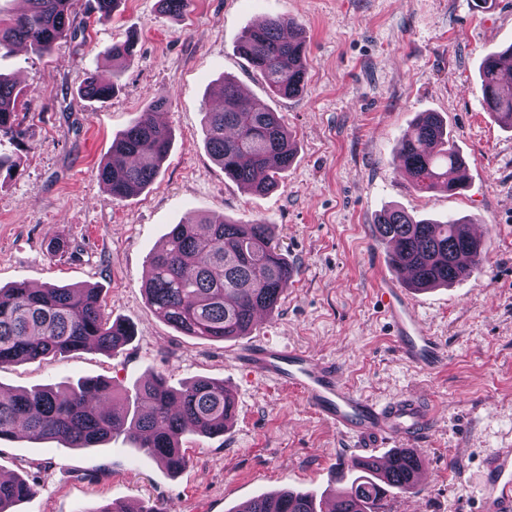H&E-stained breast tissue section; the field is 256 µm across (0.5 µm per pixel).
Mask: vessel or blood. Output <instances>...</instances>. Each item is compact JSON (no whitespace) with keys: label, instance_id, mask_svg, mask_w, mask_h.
Returning <instances> with one entry per match:
<instances>
[{"label":"vessel or blood","instance_id":"b4317fda","mask_svg":"<svg viewBox=\"0 0 512 512\" xmlns=\"http://www.w3.org/2000/svg\"><path fill=\"white\" fill-rule=\"evenodd\" d=\"M378 297L390 336L403 362L422 372L437 370L446 351L422 323L394 282L378 275ZM233 360L247 373L298 391L316 417L358 444L390 439L412 445L433 426L430 395L414 392L383 403L350 388L335 362L305 348L266 340L241 344ZM478 512H512V444L483 462Z\"/></svg>","mask_w":512,"mask_h":512}]
</instances>
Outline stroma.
I'll use <instances>...</instances> for the list:
<instances>
[{"label": "stroma", "mask_w": 512, "mask_h": 512, "mask_svg": "<svg viewBox=\"0 0 512 512\" xmlns=\"http://www.w3.org/2000/svg\"><path fill=\"white\" fill-rule=\"evenodd\" d=\"M188 0L180 17L158 0H120L98 21L94 0H73L75 36L36 55L19 48L0 73L24 87L15 132L0 133V287L25 282L100 288L110 319L135 336L112 355L79 351L0 365V391L111 379L134 391L150 374L172 386L208 377L235 397L224 435L183 440L189 458L169 473L118 437L69 448L21 436L0 443V472H39V494L16 512H97L115 503H166L171 512H234L262 493L290 488L331 493L353 440L325 426L288 387L231 361L237 341L176 331L149 306V257L172 225L192 214L272 225L300 273L252 337L308 348L336 361L364 396L389 400L432 392L435 430L415 449L427 484L391 497V512H475L485 456L512 440V129L486 112L478 69L488 49L512 44V0ZM286 17L306 38L307 86L270 95L237 51L258 18ZM133 41L120 70L112 44ZM116 79L112 100L83 99L88 74ZM275 110L296 152L278 185L258 195L229 181L209 155L203 124L218 107L222 78ZM172 134L169 154L142 193L114 199L97 176L112 141L160 96ZM440 113L466 158L468 189L415 190L395 147L421 113ZM397 208L416 218L456 215L481 228L487 260L469 278L413 292L447 362L423 373L401 361L379 317L377 269H390L374 224ZM70 250L50 257L52 241Z\"/></svg>", "instance_id": "35a3bbf8"}]
</instances>
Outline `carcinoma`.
<instances>
[{"label": "carcinoma", "instance_id": "cac0c4a2", "mask_svg": "<svg viewBox=\"0 0 512 512\" xmlns=\"http://www.w3.org/2000/svg\"><path fill=\"white\" fill-rule=\"evenodd\" d=\"M25 12L0 18V51L23 46L48 54L71 29L70 0H27ZM133 44H114L107 58L120 67ZM238 51L266 83L271 94L291 98L306 87V43L297 23L274 19L242 34ZM502 51H488L480 66L486 111L512 128V69L500 66ZM118 86L91 73L79 89L82 98L104 103ZM223 104L204 113L207 148L224 176L253 193L273 188L291 164L294 143L277 113L249 101L229 79L219 85ZM25 92L0 74V132L14 128ZM162 96L139 113L112 142L110 159L98 168L112 197L123 200L150 185L171 145L169 130L154 113L167 106ZM399 168L419 191L448 189V175L463 165L454 140L437 112H424L396 148ZM375 235L392 247V268L412 272L409 286L426 290L470 276L485 257L482 242L466 221L417 220L388 210L374 225ZM151 274L144 292L155 313L187 336L229 341L251 333L257 311L273 312L298 270L273 244L269 224H238L224 217L197 216L176 224L162 249L149 258ZM134 330L105 318L100 289L53 284L0 288V364L56 357L94 349L112 354L128 344ZM138 409L117 398L105 378L63 389L37 387L0 397V441L19 433L72 448L106 444L125 435L149 457L176 473L188 464L182 447L187 433L224 434L235 417V400L224 382L196 378L179 388L156 375L134 394ZM424 460L394 450L386 470L366 463L353 471L336 496L335 512H387L390 495L416 488L415 473ZM39 481L0 476V512L38 493ZM234 512H318L309 492L284 489L260 495Z\"/></svg>", "mask_w": 512, "mask_h": 512}]
</instances>
